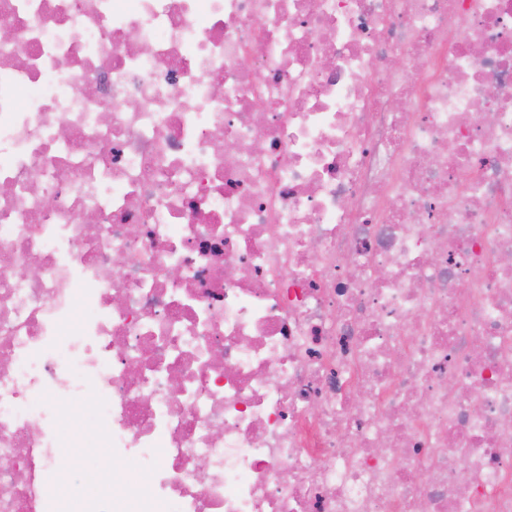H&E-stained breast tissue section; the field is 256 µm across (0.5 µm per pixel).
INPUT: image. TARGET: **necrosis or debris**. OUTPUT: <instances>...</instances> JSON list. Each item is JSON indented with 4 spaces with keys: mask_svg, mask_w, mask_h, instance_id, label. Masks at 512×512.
<instances>
[{
    "mask_svg": "<svg viewBox=\"0 0 512 512\" xmlns=\"http://www.w3.org/2000/svg\"><path fill=\"white\" fill-rule=\"evenodd\" d=\"M0 23V512H512V0ZM64 409L66 412L76 413L78 415V420L74 422H63L61 424V429L64 432H68L74 427H78L81 434H85V436L90 437L95 425L91 403H87L80 407L65 406ZM76 449L75 457H78L82 461V468L78 472L84 487L87 491H94L97 488H91L88 486L85 480V475L93 470L101 468L105 462L107 461L100 453V448H74ZM112 464L109 462L95 474H93L90 478L91 482L95 487H104L110 486L112 487ZM112 491L118 492L120 487L118 485H114L112 487Z\"/></svg>",
    "mask_w": 512,
    "mask_h": 512,
    "instance_id": "4bbe7bcc",
    "label": "necrosis or debris"
}]
</instances>
